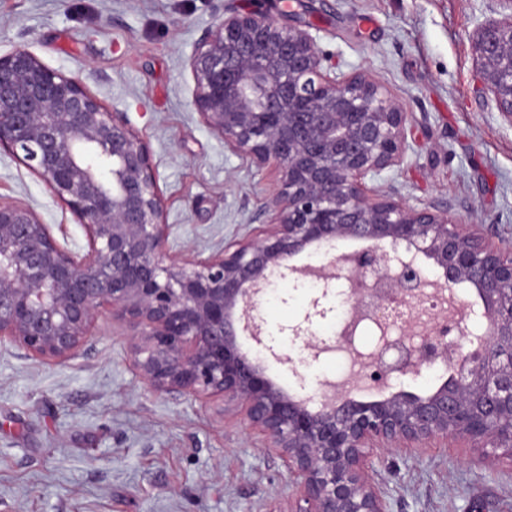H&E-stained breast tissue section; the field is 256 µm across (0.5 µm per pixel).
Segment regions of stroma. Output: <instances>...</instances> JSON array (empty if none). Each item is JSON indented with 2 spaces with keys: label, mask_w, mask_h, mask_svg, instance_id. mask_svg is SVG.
Segmentation results:
<instances>
[{
  "label": "stroma",
  "mask_w": 512,
  "mask_h": 512,
  "mask_svg": "<svg viewBox=\"0 0 512 512\" xmlns=\"http://www.w3.org/2000/svg\"><path fill=\"white\" fill-rule=\"evenodd\" d=\"M251 0H0V55L20 44L80 77L148 144L172 253L207 257L256 235L279 186L225 148L192 104L188 60L219 10ZM310 25L328 72L367 69L409 114L403 165L372 185L401 203L436 206L512 249V123L480 84L477 27L498 0H263ZM0 199L21 200L74 253L88 240L73 213L23 161L0 153ZM310 288L272 286L259 303L262 339L298 355L288 334ZM221 400L151 390L110 312L74 358L28 357L0 345V512H286L283 459ZM371 475L389 512H512V460L466 437L377 448Z\"/></svg>",
  "instance_id": "1"
}]
</instances>
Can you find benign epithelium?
Wrapping results in <instances>:
<instances>
[{"label":"benign epithelium","mask_w":512,"mask_h":512,"mask_svg":"<svg viewBox=\"0 0 512 512\" xmlns=\"http://www.w3.org/2000/svg\"><path fill=\"white\" fill-rule=\"evenodd\" d=\"M507 13L475 35L477 77L512 123V0ZM193 105L224 145L256 168L280 169L268 198L263 236L227 243L204 259L174 255L148 146L124 113L105 106L78 77L47 67L26 45L0 55V150L23 161L86 229L75 255L22 201H0V342L36 359L78 354L106 306L125 330L131 362L151 389L200 399L219 397L223 413H241L264 434L267 450L288 463L289 512H388L369 473L378 445L466 436L512 459V252L436 207L415 208L367 181L401 165L409 149L405 112L368 71L338 77L302 25L257 11L219 17L189 58ZM357 239L368 246L332 255L312 270L319 295L303 321L288 327L309 357L262 344L248 356L238 344L272 277L299 281L291 259L311 246ZM433 261L448 291L463 282L481 300L474 324L431 314L421 343L384 339L363 354L352 327L372 321L388 333L401 310L416 313L430 296L418 255ZM346 315L336 344L312 342L313 318L332 283ZM345 351L360 378L376 387L417 379L438 364L457 380L418 396L403 391L371 403L319 382L311 396L281 388L268 361L305 388L298 366Z\"/></svg>","instance_id":"benign-epithelium-1"}]
</instances>
